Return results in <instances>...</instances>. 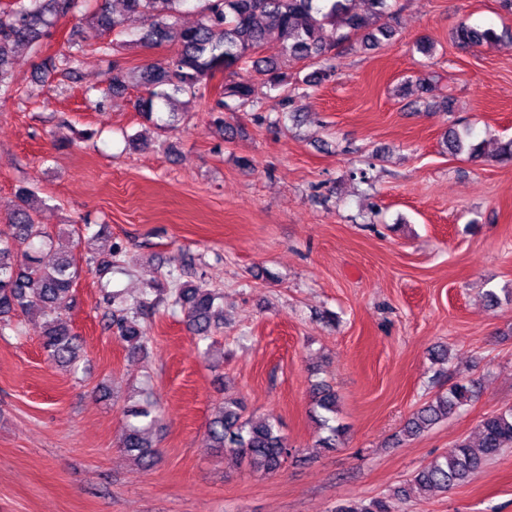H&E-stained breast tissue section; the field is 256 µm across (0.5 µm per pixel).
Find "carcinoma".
<instances>
[{
	"label": "carcinoma",
	"mask_w": 512,
	"mask_h": 512,
	"mask_svg": "<svg viewBox=\"0 0 512 512\" xmlns=\"http://www.w3.org/2000/svg\"><path fill=\"white\" fill-rule=\"evenodd\" d=\"M197 2L200 18L195 25L176 27L180 13L191 2ZM84 0H10L0 8V96L12 91V75L8 49L18 46H37L45 37L53 20L80 12ZM98 5L90 17L93 29L106 33L122 29V21L111 12L110 0H97ZM129 14H147L151 17L148 28L134 34L136 41L145 45H160L175 39L180 50L167 62H152L141 72L144 94L135 107L144 118L154 120L162 107L176 94L192 98L204 97L201 89L216 74L228 78L214 104L209 107L212 124L224 128V112L259 103L257 87L252 83L231 80L237 70L251 66L264 77V83L275 88L283 82L278 62L271 57L259 56L260 49L269 39H275L288 56L308 60L317 69L306 82L316 85L334 75L333 59L336 49L354 38L361 39L366 49H374L396 35L390 24L393 17L392 0H367V12L361 14L353 6L354 0H328L326 8L319 0H123ZM455 41L463 48H478L497 39L492 28L459 25L454 32ZM127 88L126 68L112 61L108 84L97 102L103 109L110 96L121 95ZM471 133L448 127L443 144L453 155L478 156V147L470 141ZM17 204L9 214L13 232L0 236V318L17 310L35 311L45 318L43 348L49 359L58 365H76L80 352L79 340L62 313L74 302L73 285L78 277L72 257L61 255L51 264H42L34 253L54 249L53 237L35 222L33 213L35 192L21 187L16 193ZM119 254L114 246L103 257H92L100 274L113 272V256ZM106 308L105 326L130 350L141 349L148 342L146 328L140 318L147 307L144 299L129 300L123 292L102 286ZM157 294L154 305L161 303L180 308L188 318L193 334L200 341L211 338L216 327L217 294L202 283L183 282L170 276V287L150 288ZM477 381L456 383L448 391L437 395L420 407L407 420L402 435L418 436L439 421L453 415L470 401L476 393ZM313 401L320 424L327 435L318 441V447L327 451L337 447L342 428L331 424L335 420L338 398L327 384H316ZM129 415L138 422L127 426L121 447L138 458L141 468L152 467L155 444L150 430L159 423L157 406L145 401L129 409ZM209 446L219 451L229 448L243 457L249 465L265 473L278 472L288 460L291 449L282 435L280 424L273 418L256 420L245 413L239 400L224 401V406L209 423ZM512 448V408L499 410L484 417L478 424L477 442L460 440L448 455L435 459L420 468L404 485L390 489L382 497L360 502L348 501L336 506L334 512H399L398 503L407 500L413 490L448 491L472 480L486 462Z\"/></svg>",
	"instance_id": "1"
}]
</instances>
